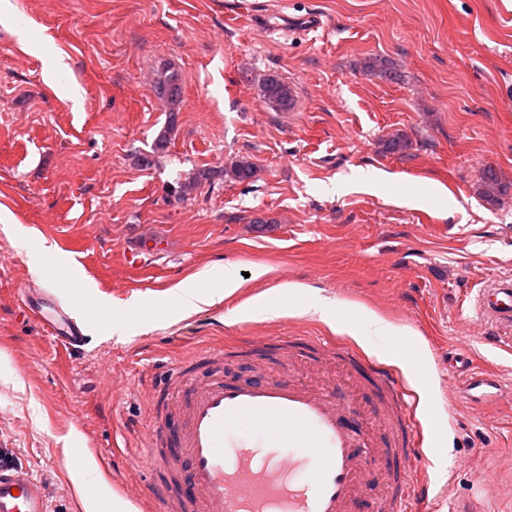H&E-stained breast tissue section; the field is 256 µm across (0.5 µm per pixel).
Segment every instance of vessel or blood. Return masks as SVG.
I'll return each instance as SVG.
<instances>
[{"instance_id":"obj_1","label":"vessel or blood","mask_w":512,"mask_h":512,"mask_svg":"<svg viewBox=\"0 0 512 512\" xmlns=\"http://www.w3.org/2000/svg\"><path fill=\"white\" fill-rule=\"evenodd\" d=\"M25 305L63 345H83L80 325L57 302ZM478 310L512 328V279L484 289ZM301 347L339 357L352 373L363 369L333 340L310 337ZM451 390L476 409L512 404V387L482 368L462 370ZM375 391L395 402L398 435L388 445L363 439V417L332 389L264 375L186 385L184 411L154 416L148 430L147 465L160 476L146 501L149 512H359L358 489L374 469L388 487L377 512H427L423 480L412 470V409L390 370H378ZM282 446L288 455H276ZM307 465L312 480L298 484L293 475ZM0 512H48L45 489L30 471L0 468Z\"/></svg>"}]
</instances>
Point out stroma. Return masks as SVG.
<instances>
[{
  "mask_svg": "<svg viewBox=\"0 0 512 512\" xmlns=\"http://www.w3.org/2000/svg\"><path fill=\"white\" fill-rule=\"evenodd\" d=\"M304 14L321 27L290 32ZM370 57L400 80L364 71ZM165 67L182 92L155 155L172 110L154 88ZM268 74L293 87V108L265 102ZM401 133L411 149L384 152ZM244 157L255 177H227ZM202 170L211 181L177 197ZM367 170L374 186L360 180ZM488 170L507 186L495 201L480 193ZM256 217L269 225L256 229ZM218 263L245 274L242 288L166 316L157 296ZM74 269L112 310L85 304ZM503 278L512 0H0V456L43 483L50 512H88L91 499L110 512L115 497L143 512L154 400L181 409L178 390L203 378L190 357L216 346L225 378L281 372L278 350L259 361L249 347L278 336L332 338L398 375L432 512L474 500L512 512V407L482 412L448 390L459 353L512 385V337L476 308ZM287 283L294 301L318 290L409 331L410 350L392 355L344 320L290 308L242 316ZM24 292L67 307L85 344L55 343L20 309ZM76 452L100 471L99 488L80 483Z\"/></svg>",
  "mask_w": 512,
  "mask_h": 512,
  "instance_id": "35a3bbf8",
  "label": "stroma"
}]
</instances>
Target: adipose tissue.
<instances>
[{
  "instance_id": "adipose-tissue-1",
  "label": "adipose tissue",
  "mask_w": 512,
  "mask_h": 512,
  "mask_svg": "<svg viewBox=\"0 0 512 512\" xmlns=\"http://www.w3.org/2000/svg\"><path fill=\"white\" fill-rule=\"evenodd\" d=\"M234 266L219 265L182 282L169 291L164 304L172 315L183 316L198 311L215 297H227L241 288Z\"/></svg>"
}]
</instances>
